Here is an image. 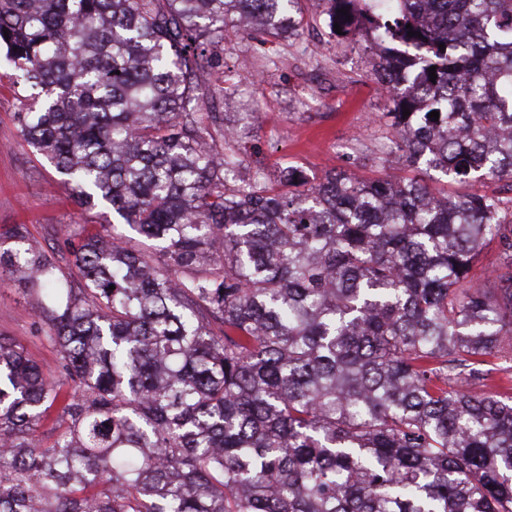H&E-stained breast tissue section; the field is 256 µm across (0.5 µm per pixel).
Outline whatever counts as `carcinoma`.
Wrapping results in <instances>:
<instances>
[{
  "mask_svg": "<svg viewBox=\"0 0 512 512\" xmlns=\"http://www.w3.org/2000/svg\"><path fill=\"white\" fill-rule=\"evenodd\" d=\"M327 2L371 34L394 153L512 183V0ZM297 3L0 0L25 141L164 243L102 224L62 267L7 236L64 380L0 338V512H512V398L486 391L512 371L498 200L293 165L231 185L238 131L205 138L224 39L293 35ZM491 241L494 292L472 274Z\"/></svg>",
  "mask_w": 512,
  "mask_h": 512,
  "instance_id": "carcinoma-1",
  "label": "carcinoma"
}]
</instances>
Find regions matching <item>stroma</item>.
Segmentation results:
<instances>
[{
	"label": "stroma",
	"instance_id": "35a3bbf8",
	"mask_svg": "<svg viewBox=\"0 0 512 512\" xmlns=\"http://www.w3.org/2000/svg\"><path fill=\"white\" fill-rule=\"evenodd\" d=\"M299 35L256 33L224 42V82L210 86L207 102L238 129L246 164L269 176L288 165L302 168L310 183L329 169L365 177H412L416 168L391 154L393 131L385 116L386 91L376 84L377 59L366 45L333 35L326 0H299ZM19 95L11 71L0 66V233L25 225L49 256L65 257L70 233L113 223L111 208H80L55 168L25 142L16 114ZM0 337L55 371L57 347L46 340L23 285L0 278Z\"/></svg>",
	"mask_w": 512,
	"mask_h": 512
}]
</instances>
